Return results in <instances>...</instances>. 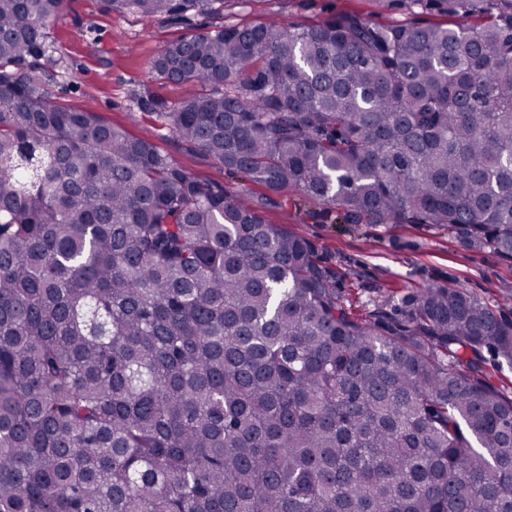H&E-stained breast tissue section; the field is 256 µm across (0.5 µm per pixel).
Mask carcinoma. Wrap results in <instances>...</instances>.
Segmentation results:
<instances>
[{"mask_svg": "<svg viewBox=\"0 0 512 512\" xmlns=\"http://www.w3.org/2000/svg\"><path fill=\"white\" fill-rule=\"evenodd\" d=\"M215 25L146 101L203 155L512 258V0ZM63 0H0V512H512V319L433 284L356 315L316 246L52 97ZM145 17L224 0H100ZM482 364L483 377L497 387L505 396L512 398V368L497 359H493L486 351Z\"/></svg>", "mask_w": 512, "mask_h": 512, "instance_id": "cac0c4a2", "label": "carcinoma"}]
</instances>
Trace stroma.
<instances>
[{"instance_id": "stroma-1", "label": "stroma", "mask_w": 512, "mask_h": 512, "mask_svg": "<svg viewBox=\"0 0 512 512\" xmlns=\"http://www.w3.org/2000/svg\"><path fill=\"white\" fill-rule=\"evenodd\" d=\"M345 12L384 24H409L406 10L381 9L374 0H226L224 22L255 24L275 17L310 26ZM209 17L146 18L108 13L99 0H64L48 28L60 61L53 91L60 102L97 114L112 126L154 142L199 179L262 203L265 220L313 242L357 314L386 307L415 289L447 283L463 288L512 318V259L472 247L459 233L430 224H372L341 208L315 205L298 190L269 192L233 175L176 136L136 96L175 102L197 94L195 84L170 85L151 72L152 60L171 41L209 24Z\"/></svg>"}]
</instances>
